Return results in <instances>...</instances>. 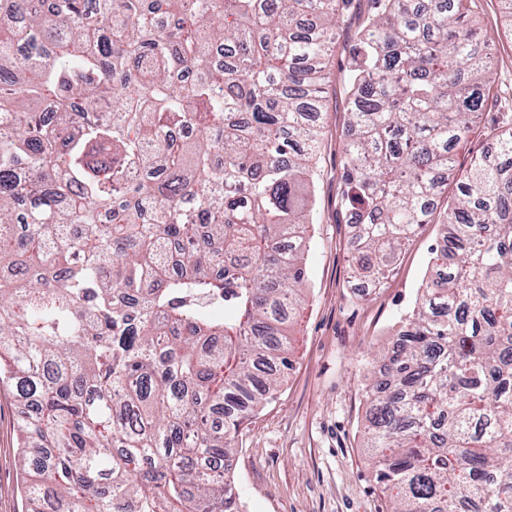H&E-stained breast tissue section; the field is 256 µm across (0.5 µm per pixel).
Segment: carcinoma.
<instances>
[{"instance_id":"carcinoma-1","label":"carcinoma","mask_w":512,"mask_h":512,"mask_svg":"<svg viewBox=\"0 0 512 512\" xmlns=\"http://www.w3.org/2000/svg\"><path fill=\"white\" fill-rule=\"evenodd\" d=\"M0 0V382L28 512H242L224 476L292 368L322 83L348 0ZM342 203L384 285L441 225L366 385L390 512H512V126L475 0H371ZM458 194L437 205L443 183ZM475 10L480 26L491 37L489 54L495 83L485 108L474 119L469 139L453 151L457 165L466 163L477 150L488 153L495 148L498 128L512 123V108L507 110L502 102V91L512 87V36L507 18L499 0H478Z\"/></svg>"}]
</instances>
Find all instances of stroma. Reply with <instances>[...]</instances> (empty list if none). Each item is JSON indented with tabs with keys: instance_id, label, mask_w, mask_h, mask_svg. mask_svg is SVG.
<instances>
[{
	"instance_id": "1",
	"label": "stroma",
	"mask_w": 512,
	"mask_h": 512,
	"mask_svg": "<svg viewBox=\"0 0 512 512\" xmlns=\"http://www.w3.org/2000/svg\"><path fill=\"white\" fill-rule=\"evenodd\" d=\"M369 10L368 0H350L327 63L320 114L324 141L315 170L306 298L292 338L293 367L276 397L250 420L233 461L246 512H389L391 507L362 446L365 376L371 356L415 300L439 227L427 225L412 239L383 288L352 278L339 136L347 120L348 45ZM476 14L491 37L494 94L468 140L454 151L460 165L475 151L492 150L499 127L512 124V109L500 98L512 87V28L500 0H478ZM21 409L12 390L0 384V512H25L15 429Z\"/></svg>"
}]
</instances>
